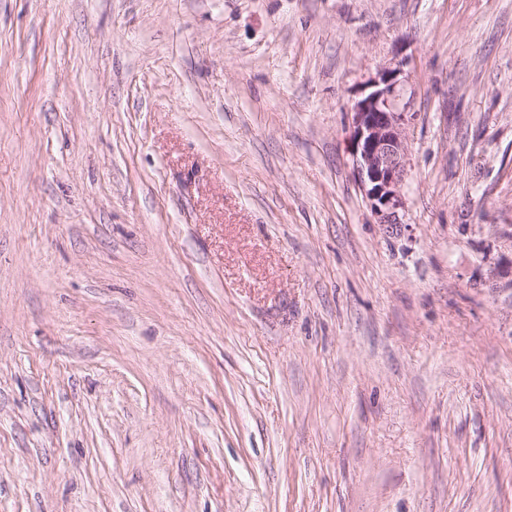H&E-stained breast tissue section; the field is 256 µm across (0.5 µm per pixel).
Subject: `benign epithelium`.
Here are the masks:
<instances>
[{"label":"benign epithelium","instance_id":"1","mask_svg":"<svg viewBox=\"0 0 512 512\" xmlns=\"http://www.w3.org/2000/svg\"><path fill=\"white\" fill-rule=\"evenodd\" d=\"M401 68L380 67L365 84L370 92L352 107L353 165L359 186L381 224L401 223L405 176L406 113L398 107Z\"/></svg>","mask_w":512,"mask_h":512}]
</instances>
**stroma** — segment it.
Segmentation results:
<instances>
[{"mask_svg":"<svg viewBox=\"0 0 512 512\" xmlns=\"http://www.w3.org/2000/svg\"><path fill=\"white\" fill-rule=\"evenodd\" d=\"M0 512H512V0H0ZM402 64L380 67L365 84L371 91L352 107L353 165L359 186L381 224L400 223L405 176L406 112L398 107Z\"/></svg>","mask_w":512,"mask_h":512,"instance_id":"1","label":"stroma"}]
</instances>
